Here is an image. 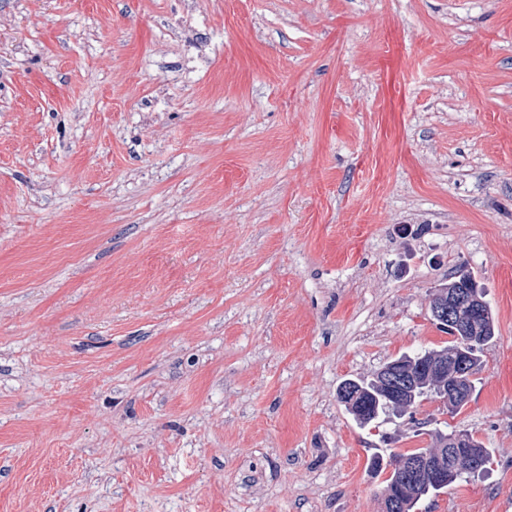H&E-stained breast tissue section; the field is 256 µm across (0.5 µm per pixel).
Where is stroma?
<instances>
[{"label": "stroma", "mask_w": 512, "mask_h": 512, "mask_svg": "<svg viewBox=\"0 0 512 512\" xmlns=\"http://www.w3.org/2000/svg\"><path fill=\"white\" fill-rule=\"evenodd\" d=\"M461 273L469 400L358 425ZM436 430L414 512H512V0H0V512H382ZM455 432L456 431H452L449 434L437 432L435 435L436 441L449 436L448 439L438 444L435 448H424L427 449V451L418 455V457L408 458L390 464L388 466L389 470L391 471L393 468L397 467L407 473H413L429 483L441 486L448 485V483L454 479L458 470L475 467V463L472 460L473 452L472 448H470L472 446L470 438L478 452L482 464L481 469H488L493 464L491 450L485 448L481 441L467 431L464 433L469 435L470 438L464 433L452 435ZM446 460L447 465L445 464ZM448 461L451 462V466H448Z\"/></svg>", "instance_id": "stroma-1"}]
</instances>
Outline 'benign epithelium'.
Masks as SVG:
<instances>
[{
	"instance_id": "7a95c632",
	"label": "benign epithelium",
	"mask_w": 512,
	"mask_h": 512,
	"mask_svg": "<svg viewBox=\"0 0 512 512\" xmlns=\"http://www.w3.org/2000/svg\"><path fill=\"white\" fill-rule=\"evenodd\" d=\"M430 310L433 319L449 330L450 340L458 345L456 353L433 355L417 366L391 361L379 368L377 376L388 388L391 405L397 408L407 405L420 378L436 381L441 384V397L437 402L442 411L451 412L471 395L470 380L475 363L465 347L480 331L486 317V304L470 289L469 278L462 276L433 290ZM474 466L470 438L458 433L416 457L389 465V468L397 467L429 483L445 486L458 470ZM413 495L412 486L404 484L397 493L384 497V512H402L406 509L407 499Z\"/></svg>"
}]
</instances>
